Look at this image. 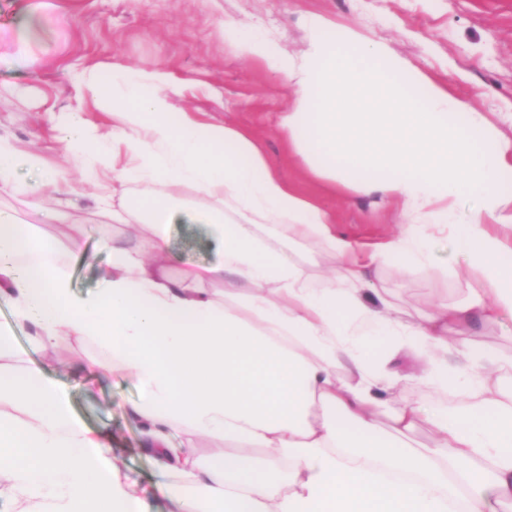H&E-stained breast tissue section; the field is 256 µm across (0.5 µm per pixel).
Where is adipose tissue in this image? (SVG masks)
Masks as SVG:
<instances>
[{"label": "adipose tissue", "mask_w": 512, "mask_h": 512, "mask_svg": "<svg viewBox=\"0 0 512 512\" xmlns=\"http://www.w3.org/2000/svg\"><path fill=\"white\" fill-rule=\"evenodd\" d=\"M307 33L292 57L236 29L243 56L294 83L281 124L289 152L332 191L395 200L409 225L360 255L334 213L268 167L250 133L177 109L156 72L128 68L109 82L94 68L80 92L111 129L79 108L55 114L52 129L106 219L98 232L111 263L99 288L75 295L70 265L92 260L80 238L0 208V301L34 346L94 344L101 355L79 358L81 373L140 387L127 414L166 477L169 512H512V357L464 341L473 322L512 318V193L502 188L512 139L387 45L320 15ZM132 180L168 191L115 211ZM58 189L38 153L0 138V194L66 224L68 212L46 205ZM181 219L207 226L213 261L171 270L168 227ZM115 221L126 241L114 240ZM437 228L469 296L403 320L368 270L426 267ZM304 243L317 253L303 256ZM376 333L422 357V372L370 361L361 344ZM8 338L0 330V498L12 512H144L111 432L79 422L42 365L3 349ZM403 383L458 404L396 401ZM424 426L430 444H414ZM197 437L224 443L218 464L201 465Z\"/></svg>", "instance_id": "adipose-tissue-1"}]
</instances>
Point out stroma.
Returning <instances> with one entry per match:
<instances>
[{"instance_id":"35a3bbf8","label":"stroma","mask_w":512,"mask_h":512,"mask_svg":"<svg viewBox=\"0 0 512 512\" xmlns=\"http://www.w3.org/2000/svg\"><path fill=\"white\" fill-rule=\"evenodd\" d=\"M311 14L386 44L410 67L472 102L502 137L512 139V123L504 119L512 113V0H0V137L20 149L39 150L62 174L64 190L56 202L77 222L42 230L61 238L81 236L94 253L92 263L71 267L75 293L98 287L110 254L98 243L100 219L90 188L53 141L50 118L79 107L92 122L107 124V115L78 93L75 76L90 68L108 77L120 66L146 67L178 87V108L251 131L268 166L297 192L335 211L340 231L363 247L384 241L395 225L407 222L395 202L334 194L302 176L303 164L289 153L280 130L292 88L285 76L242 56L229 29L245 24L298 55L307 44L304 21ZM169 235L173 268L214 260L203 225L178 222ZM435 254L426 271L405 273L391 263L369 274L409 312L430 305L439 282L449 302L463 299L467 284L456 276L445 241L437 242ZM9 346L54 365L53 377L74 416L91 428H111L122 472L137 484L144 512H168L158 491L165 478L141 452L138 428L125 415L140 397L136 384L65 370L75 355H95L91 344L44 351L14 329Z\"/></svg>"}]
</instances>
